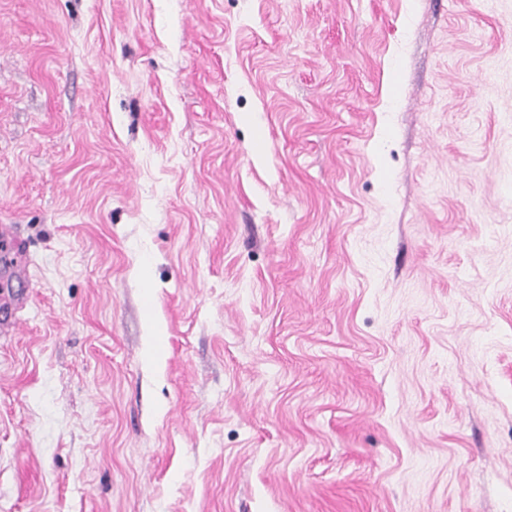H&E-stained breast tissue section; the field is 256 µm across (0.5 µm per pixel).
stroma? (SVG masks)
I'll use <instances>...</instances> for the list:
<instances>
[{
  "instance_id": "1",
  "label": "stroma",
  "mask_w": 512,
  "mask_h": 512,
  "mask_svg": "<svg viewBox=\"0 0 512 512\" xmlns=\"http://www.w3.org/2000/svg\"><path fill=\"white\" fill-rule=\"evenodd\" d=\"M0 512H512V0H0Z\"/></svg>"
}]
</instances>
